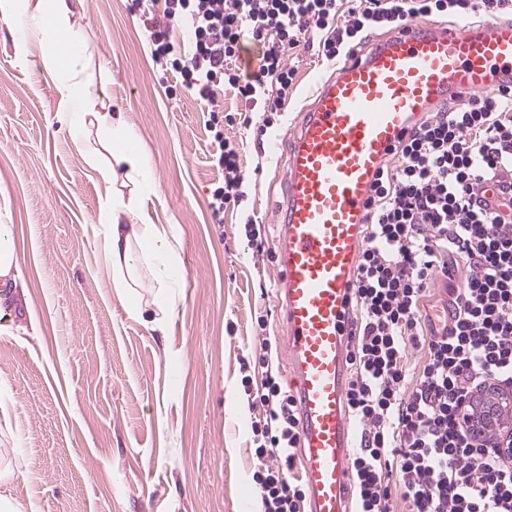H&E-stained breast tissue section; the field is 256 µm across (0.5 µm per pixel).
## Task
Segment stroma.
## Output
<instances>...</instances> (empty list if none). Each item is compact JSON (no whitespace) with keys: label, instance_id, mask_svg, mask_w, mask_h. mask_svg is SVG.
<instances>
[{"label":"stroma","instance_id":"35a3bbf8","mask_svg":"<svg viewBox=\"0 0 512 512\" xmlns=\"http://www.w3.org/2000/svg\"><path fill=\"white\" fill-rule=\"evenodd\" d=\"M163 9L164 0H75L72 17L92 47L96 110L122 112L152 161L154 186L138 204L170 227L186 271L161 332L113 292L99 174L58 120L43 46H19L0 14V224L12 227L23 283L0 309V471L15 470L0 496L23 512H239L257 499L240 367L266 338L269 368L287 382L274 213L286 155L255 143L260 110L253 127L225 126L242 145L245 196L213 223L222 174L205 114L243 104L229 89L211 103L172 92L149 47ZM290 63L297 88L266 132L283 143L316 79L335 71L312 49ZM249 219L264 227V251L248 243Z\"/></svg>","mask_w":512,"mask_h":512}]
</instances>
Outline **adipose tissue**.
I'll return each mask as SVG.
<instances>
[{"mask_svg": "<svg viewBox=\"0 0 512 512\" xmlns=\"http://www.w3.org/2000/svg\"><path fill=\"white\" fill-rule=\"evenodd\" d=\"M71 14L70 0H11L9 4V20L17 38L36 40L50 48L43 66L56 79L65 123L76 134L96 126L102 137V148L84 140L79 148L108 186L98 214L105 229L100 243L103 265L115 294L122 299L135 298L136 273L141 266L150 267L157 291L154 309L144 324L150 330H160L174 312L167 290L179 284L183 272L174 256L170 231L152 223L148 214L137 210L134 198L113 185V174L119 169L127 183L141 190L151 188L152 165L122 114L94 111L86 74L89 47L74 35ZM104 150L109 153L105 160L100 157Z\"/></svg>", "mask_w": 512, "mask_h": 512, "instance_id": "adipose-tissue-1", "label": "adipose tissue"}]
</instances>
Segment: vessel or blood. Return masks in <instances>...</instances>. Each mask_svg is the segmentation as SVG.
Segmentation results:
<instances>
[{"mask_svg":"<svg viewBox=\"0 0 512 512\" xmlns=\"http://www.w3.org/2000/svg\"><path fill=\"white\" fill-rule=\"evenodd\" d=\"M511 84L512 20L489 27L411 21L347 56L298 116L276 210L275 259L307 512H352L351 290L376 173L450 95Z\"/></svg>","mask_w":512,"mask_h":512,"instance_id":"vessel-or-blood-1","label":"vessel or blood"}]
</instances>
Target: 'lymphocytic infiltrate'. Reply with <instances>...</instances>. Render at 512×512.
Segmentation results:
<instances>
[{
  "instance_id": "lymphocytic-infiltrate-1",
  "label": "lymphocytic infiltrate",
  "mask_w": 512,
  "mask_h": 512,
  "mask_svg": "<svg viewBox=\"0 0 512 512\" xmlns=\"http://www.w3.org/2000/svg\"><path fill=\"white\" fill-rule=\"evenodd\" d=\"M512 20V0H164L149 35L154 60L184 91L213 100L230 87L262 103L270 127L295 85L291 53L306 36L341 61L373 31L431 17ZM188 26L175 45L169 31ZM224 113L207 112L223 180L209 203L216 223L244 196L240 148L224 136ZM443 280L446 309L425 303ZM358 312L347 405L358 445L349 464L355 512H512V427L498 448L466 429L461 407L488 389H512V86L451 98L418 122L372 186L354 286ZM422 351L416 378L408 354ZM266 354L244 365L251 393L252 481L260 512H305L295 475L296 400Z\"/></svg>"
}]
</instances>
